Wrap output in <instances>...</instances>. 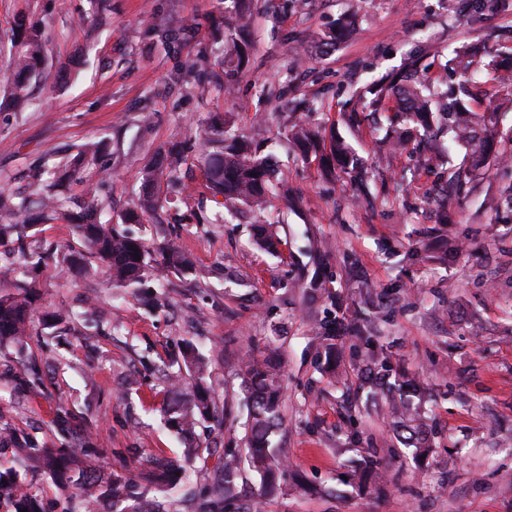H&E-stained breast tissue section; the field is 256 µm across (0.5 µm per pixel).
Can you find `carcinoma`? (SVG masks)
Returning a JSON list of instances; mask_svg holds the SVG:
<instances>
[{"label":"carcinoma","instance_id":"carcinoma-1","mask_svg":"<svg viewBox=\"0 0 512 512\" xmlns=\"http://www.w3.org/2000/svg\"><path fill=\"white\" fill-rule=\"evenodd\" d=\"M227 37L234 42L235 54L226 60L232 71L241 69L248 62L247 43H237L233 34ZM9 70L0 88V112L21 110L29 101L31 88L42 76L45 62V38L42 21L33 16L22 20L11 29ZM454 71L466 74L471 71L473 60L468 49L455 51L448 60ZM512 75V51L494 65L492 81L508 86L506 75ZM474 98L466 86L449 85L438 89L410 76L388 80H375L357 93V100L376 111L394 113V124L385 129L384 142L393 154L405 151L414 155L436 129L448 133V144L465 150L463 164L448 168L450 180L468 182L485 166L488 155L500 145L512 142V137L500 130L499 113L489 108L472 106L465 98ZM201 139L209 148L205 159L206 189L212 197L222 196L229 204L240 203L258 213L266 208L268 194L273 189L288 194V187L278 179V170L272 154L262 155L244 136H231L224 129V121L213 120L203 129ZM288 140L293 151L303 159L312 153L320 155V162L327 173L341 168L347 174L357 170L351 148L341 139L331 137L329 152L321 147L322 138L303 125L289 131ZM102 151L99 142L79 146L75 153L63 158L52 181H41V173L31 175L33 192L16 196L0 192V247L7 243L18 245L20 259L25 266H37L42 257L24 249L27 232L41 224L61 222L73 226L80 247L64 246L63 262L79 273H88L92 265L104 267L110 274L115 288L137 292L155 270L186 273L193 270L187 253L174 246L151 250L142 238L128 232H119L112 224L97 218L95 201L99 184L89 183L85 200L71 205L66 196V186L78 177L81 170L96 163ZM187 147L177 145L156 153L145 171L143 186L136 205L121 216L124 224H141L156 211L161 201L156 194L160 179L169 188L185 195L186 187L178 181L177 172L186 161ZM253 242L267 250L275 251L278 241L266 224L252 228ZM33 283H22L13 295L0 296V345L12 344L21 349L32 330L36 314ZM363 330L356 324L325 328L322 332L324 358L336 359V342L344 337H361ZM274 349L257 355L250 353L242 359L248 415L245 422L246 440L243 448H226L215 465V476L206 489L204 508L219 512L224 504L238 497V479L243 473L253 471L261 476L264 485L277 484L280 463L276 462L278 448L272 437L281 424L283 378L273 357ZM183 366L193 378V392L181 390L180 375L168 378L169 402L163 408L166 426L175 431L186 443V453L200 458L210 453L208 442L201 440L197 428L212 418L213 403L205 382L206 362L192 345H187L182 356ZM397 428L406 433L405 439L420 452L429 451V436L425 423L411 402L399 397L392 406ZM0 442L16 444L14 464L0 462V506L9 512H40L38 500L20 478L19 471H44L60 479L61 488H69L72 478H77V489L87 504L102 498L112 500V506L128 504V512H161V506L148 496L142 484L146 480L160 486L174 487L183 479L179 470L168 469L157 461H149L141 476L114 475L101 477L96 454L86 448L73 458H65L50 448L26 442L21 443L13 433L0 437Z\"/></svg>","mask_w":512,"mask_h":512}]
</instances>
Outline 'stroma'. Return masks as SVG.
Here are the masks:
<instances>
[{
    "mask_svg": "<svg viewBox=\"0 0 512 512\" xmlns=\"http://www.w3.org/2000/svg\"><path fill=\"white\" fill-rule=\"evenodd\" d=\"M355 14L357 31L329 47L323 38ZM44 21L50 76L21 112H0V190L29 193L26 174L54 166L76 146L109 141L110 175L98 209L119 221L137 198L155 152L194 137L211 116L275 153L291 202L272 199L266 218L279 255L257 248L249 219L226 216L208 199L198 153L180 170L201 217L161 191V223L127 230L149 245L169 243L194 259L192 273L149 279L165 299L149 309L112 288L104 271L72 276L60 247L69 225L30 231V248L48 253L32 271L43 310L76 312L66 334L34 319L23 350L0 348V428L58 452L96 449L109 477L136 473L147 457L184 466L180 487L154 489L166 512H190L189 492L214 464L186 461L161 408L167 376L186 343L208 361L218 421L204 430L217 445L243 446L246 416L237 362L273 343L285 372L283 424L275 438L288 480L269 495L244 476L229 512H512V208L485 201L512 185V163L490 161L486 175L448 197L439 223L433 192L447 170H427L403 154L380 162L385 113L350 127L354 91L419 58L432 86L448 81L454 50L481 45L478 78L512 127V87L489 82L491 53L512 44V0H251L239 18L231 0H0V45L17 16ZM251 46L233 95L202 83L232 53L214 30ZM197 59V71L182 67ZM300 121L342 136L359 160L367 198L349 178L325 179L317 160L288 149L285 128ZM321 272L324 296L307 293ZM104 306L108 320L79 314ZM339 319L365 328L370 345L340 343L335 374L325 370L320 326ZM382 353L406 386H419L433 434L424 458L388 425V393L365 403L366 354ZM373 460L372 477L352 479ZM26 481L44 512H83L76 488L61 491L45 472Z\"/></svg>",
    "mask_w": 512,
    "mask_h": 512,
    "instance_id": "stroma-1",
    "label": "stroma"
}]
</instances>
